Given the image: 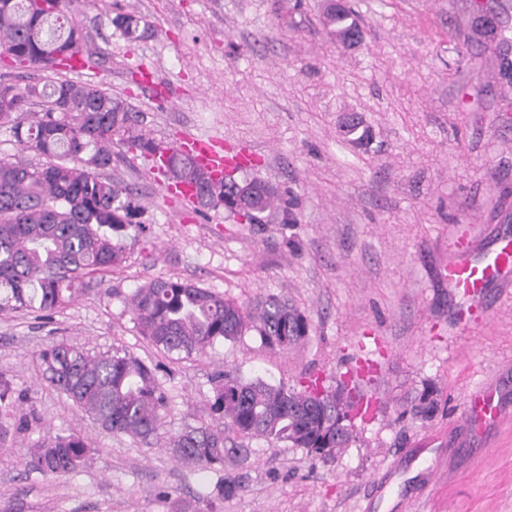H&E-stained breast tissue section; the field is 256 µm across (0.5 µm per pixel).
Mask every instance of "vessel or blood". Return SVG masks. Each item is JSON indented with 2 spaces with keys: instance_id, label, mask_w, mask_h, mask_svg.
<instances>
[{
  "instance_id": "b4317fda",
  "label": "vessel or blood",
  "mask_w": 512,
  "mask_h": 512,
  "mask_svg": "<svg viewBox=\"0 0 512 512\" xmlns=\"http://www.w3.org/2000/svg\"><path fill=\"white\" fill-rule=\"evenodd\" d=\"M185 146L193 150L202 165L219 174L230 162L229 157L208 147L201 139H187ZM441 278L459 298L455 308L457 323L470 322L483 309L488 285L493 282L512 283V237L498 239L494 248L479 254L472 253L467 237H460ZM466 416L471 437L480 438L507 417L505 406L495 387L481 386L470 393Z\"/></svg>"
}]
</instances>
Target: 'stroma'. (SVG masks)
<instances>
[{
  "label": "stroma",
  "mask_w": 512,
  "mask_h": 512,
  "mask_svg": "<svg viewBox=\"0 0 512 512\" xmlns=\"http://www.w3.org/2000/svg\"><path fill=\"white\" fill-rule=\"evenodd\" d=\"M500 3L349 0L362 39L347 47L326 33L328 0H75L93 54L84 68L0 65L2 83L68 77L124 97L163 141L189 133L230 145L251 176L296 196L299 218L196 214L150 162L113 146L109 173L143 207L126 261L94 274L52 318L0 313V374L37 417L16 447L73 433L92 458L65 476L0 463V512H512V417L478 441L465 425L467 397L484 383L512 410V296L492 285L479 322L462 328L440 277L461 233L480 249L512 234V85L501 74L512 13L505 39L485 43L471 28L475 7L496 13ZM119 10L144 21L139 41L112 26ZM351 112L369 147L345 138ZM157 278L244 303L281 295L313 330L285 354L249 333L171 357L140 336L129 304ZM62 340L162 365L168 435L210 422L211 378L224 370L294 387L314 374L332 386L363 355L381 372L358 390L378 408L331 460L254 438L247 458L218 474L163 442L96 427L42 384L34 355ZM425 395L432 415H412ZM222 475L240 482L236 495L218 496Z\"/></svg>",
  "instance_id": "stroma-1"
}]
</instances>
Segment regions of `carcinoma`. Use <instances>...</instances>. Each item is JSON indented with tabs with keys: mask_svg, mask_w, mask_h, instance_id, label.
<instances>
[{
	"mask_svg": "<svg viewBox=\"0 0 512 512\" xmlns=\"http://www.w3.org/2000/svg\"><path fill=\"white\" fill-rule=\"evenodd\" d=\"M72 0H0V51L20 68H69L87 64L85 32ZM112 26L129 42L142 36L140 19L117 13ZM330 33L347 39L358 25L351 10L327 13ZM0 98V128L42 163L0 153V311L27 310L50 318L66 308L89 275L118 267L139 208L132 188L112 180V145L147 160L168 185L193 192L199 210L224 207L248 224H266L291 214L293 203L260 187L241 213L231 207L242 164L216 177L188 153L166 146L139 129V113L122 98L95 85L69 79L55 84H8ZM132 309L140 335L168 354L203 353L218 341L255 331L261 343L286 352L307 339L308 316L287 300L268 295L246 306L205 288L158 278L137 289ZM43 381L64 393L94 424L142 441L166 439L185 464L224 471V461L246 455L243 441L263 437L305 448L320 458L336 455L356 438L357 421L370 406L352 400V377L329 390L314 376L300 387L272 383L226 370L212 378V420L164 437L167 401L158 382L161 367L130 353L97 357L61 341L40 350ZM26 399L0 374V459L9 458V433L31 429ZM91 453L75 434L48 437L25 458V466L63 476L81 470Z\"/></svg>",
	"mask_w": 512,
	"mask_h": 512,
	"instance_id": "1",
	"label": "carcinoma"
}]
</instances>
